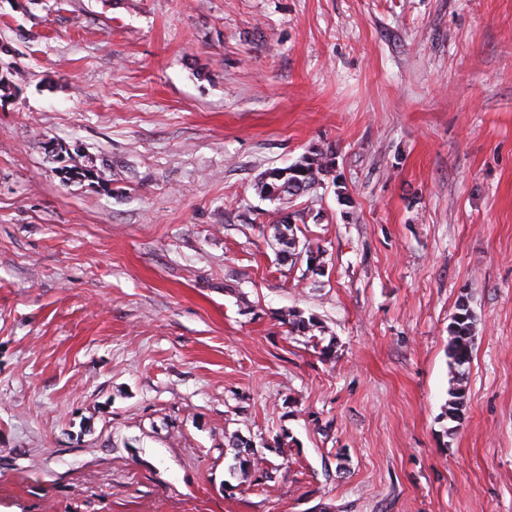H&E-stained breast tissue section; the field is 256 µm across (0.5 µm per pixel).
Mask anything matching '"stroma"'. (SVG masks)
Segmentation results:
<instances>
[{
	"mask_svg": "<svg viewBox=\"0 0 512 512\" xmlns=\"http://www.w3.org/2000/svg\"><path fill=\"white\" fill-rule=\"evenodd\" d=\"M0 76V512H512V0H0ZM332 155L331 151L329 152L328 150L326 152L309 151L308 154L302 155L294 164L288 166L292 171L291 173L288 174V171L282 172L279 169L275 172H270L271 175L268 178L274 180H282L288 174L282 182L284 185L288 184V189L284 190V196L280 198L283 202L280 203L282 208L277 209L278 216L285 208H290L288 204L293 203L294 199L301 198L312 186L321 184L330 175H332V184L335 186L337 200L340 196V191L338 192V190L348 191L346 185L344 183L338 184V177L333 175L335 172V166H333L335 159ZM339 202L344 205L352 204L350 193H342ZM448 324V365L450 378L446 415L450 417L464 406L465 390L463 382L467 378L474 340V316L465 301L457 304L456 312Z\"/></svg>",
	"mask_w": 512,
	"mask_h": 512,
	"instance_id": "obj_1",
	"label": "stroma"
}]
</instances>
